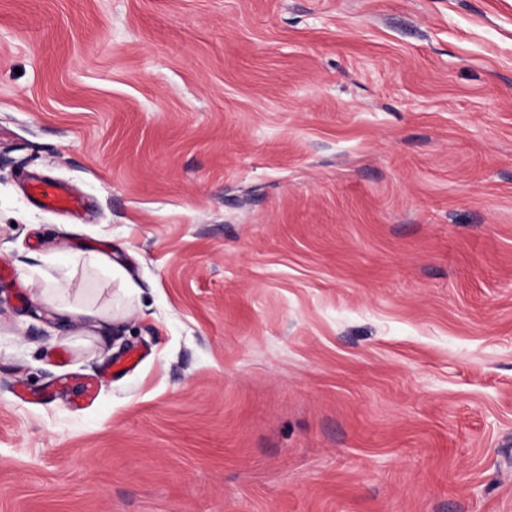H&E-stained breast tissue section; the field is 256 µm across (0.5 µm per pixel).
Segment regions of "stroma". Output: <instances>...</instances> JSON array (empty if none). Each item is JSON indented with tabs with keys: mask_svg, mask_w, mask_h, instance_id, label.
Listing matches in <instances>:
<instances>
[{
	"mask_svg": "<svg viewBox=\"0 0 512 512\" xmlns=\"http://www.w3.org/2000/svg\"><path fill=\"white\" fill-rule=\"evenodd\" d=\"M0 512H512V0H0ZM31 196L45 210L76 213L82 206L81 199L60 183L36 182L31 187Z\"/></svg>",
	"mask_w": 512,
	"mask_h": 512,
	"instance_id": "35a3bbf8",
	"label": "stroma"
}]
</instances>
